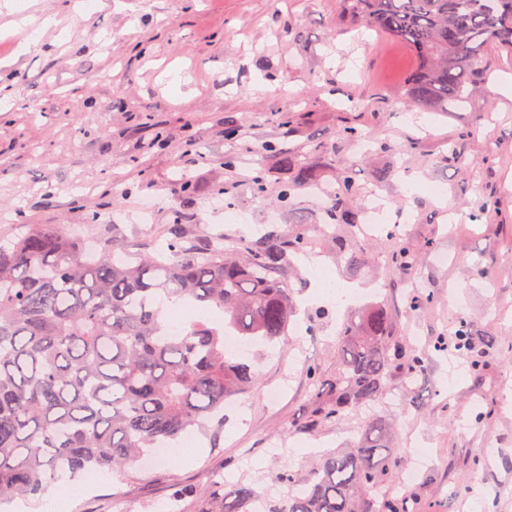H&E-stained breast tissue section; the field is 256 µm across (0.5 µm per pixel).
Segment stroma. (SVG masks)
<instances>
[{
    "mask_svg": "<svg viewBox=\"0 0 512 512\" xmlns=\"http://www.w3.org/2000/svg\"><path fill=\"white\" fill-rule=\"evenodd\" d=\"M340 13L341 0H0L1 243L28 224L62 228L90 257L107 239L166 253L173 224L242 256L272 237L308 238L282 273L296 309L288 342L254 346V386L225 402L223 426L192 431L200 453L105 472L62 510L39 496L32 512H114L119 499L128 512H169L180 489V512H200L214 475L278 498L287 489L274 476H308L320 454L359 438L369 411L388 429L397 473L415 472L399 488L416 512H512V97L500 91L512 55L488 52V79L465 105L406 107L411 51L340 26ZM288 147L320 177L286 199L298 171L274 155ZM350 168L352 209L381 197L387 223H327L328 191ZM489 199L496 209L482 211ZM395 242L415 265L391 264ZM317 266L361 303L314 296ZM421 293L429 303L409 307ZM374 303L423 372L408 391L393 377L372 409L312 426L307 367L329 385L339 330ZM461 329L470 350L444 349Z\"/></svg>",
    "mask_w": 512,
    "mask_h": 512,
    "instance_id": "obj_1",
    "label": "stroma"
}]
</instances>
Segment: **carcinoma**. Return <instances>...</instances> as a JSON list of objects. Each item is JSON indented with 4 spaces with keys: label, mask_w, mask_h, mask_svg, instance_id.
Segmentation results:
<instances>
[{
    "label": "carcinoma",
    "mask_w": 512,
    "mask_h": 512,
    "mask_svg": "<svg viewBox=\"0 0 512 512\" xmlns=\"http://www.w3.org/2000/svg\"><path fill=\"white\" fill-rule=\"evenodd\" d=\"M343 13L412 51L403 102L437 110L486 82L491 43L512 53V0H342ZM356 173L341 172L330 221L355 226ZM291 244L269 239L242 259L224 239H187L175 230L174 259L118 257L116 248L84 259V246L61 229L33 224L0 247V502L36 496L64 474L124 472L162 444L224 415V401L254 384L249 364L225 338L286 341L291 291L280 279ZM182 301L219 318L175 331L164 304ZM336 378L326 392L316 370L313 420L379 400L392 369L411 383L422 369L398 344L391 315L368 308L338 338ZM389 435L368 418L359 440L332 452L312 477L280 475L288 494L273 501L254 486L219 480L203 493L208 512H410L387 451Z\"/></svg>",
    "instance_id": "obj_1"
}]
</instances>
